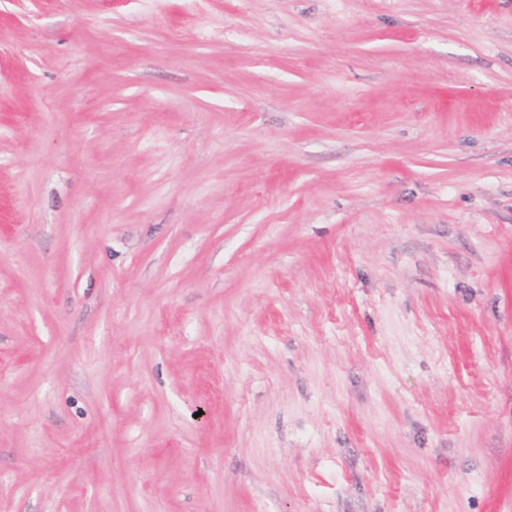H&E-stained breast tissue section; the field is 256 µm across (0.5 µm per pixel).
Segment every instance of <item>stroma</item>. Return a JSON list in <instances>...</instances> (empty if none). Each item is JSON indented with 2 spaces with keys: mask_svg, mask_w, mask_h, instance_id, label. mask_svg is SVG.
<instances>
[{
  "mask_svg": "<svg viewBox=\"0 0 512 512\" xmlns=\"http://www.w3.org/2000/svg\"><path fill=\"white\" fill-rule=\"evenodd\" d=\"M0 512H512V0H0Z\"/></svg>",
  "mask_w": 512,
  "mask_h": 512,
  "instance_id": "1",
  "label": "stroma"
}]
</instances>
